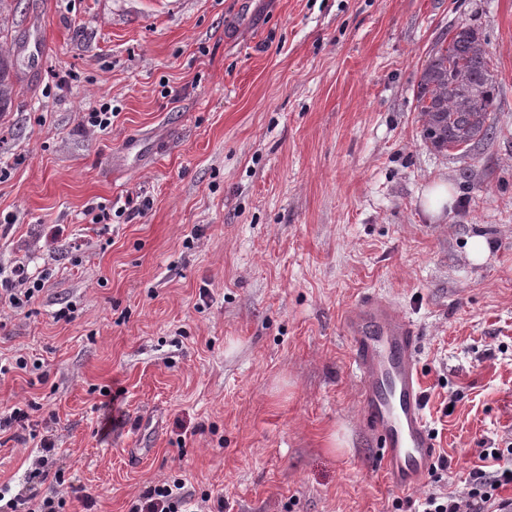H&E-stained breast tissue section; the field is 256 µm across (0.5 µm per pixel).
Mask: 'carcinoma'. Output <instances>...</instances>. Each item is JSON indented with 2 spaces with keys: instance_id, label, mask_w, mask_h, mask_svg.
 I'll return each mask as SVG.
<instances>
[{
  "instance_id": "cac0c4a2",
  "label": "carcinoma",
  "mask_w": 512,
  "mask_h": 512,
  "mask_svg": "<svg viewBox=\"0 0 512 512\" xmlns=\"http://www.w3.org/2000/svg\"><path fill=\"white\" fill-rule=\"evenodd\" d=\"M9 65L0 59V108L12 98ZM423 143L467 153L493 134L496 81L486 42L471 26L448 31L431 49L416 91Z\"/></svg>"
}]
</instances>
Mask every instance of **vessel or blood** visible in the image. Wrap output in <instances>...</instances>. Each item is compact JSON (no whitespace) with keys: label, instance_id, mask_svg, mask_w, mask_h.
I'll return each mask as SVG.
<instances>
[{"label":"vessel or blood","instance_id":"vessel-or-blood-1","mask_svg":"<svg viewBox=\"0 0 512 512\" xmlns=\"http://www.w3.org/2000/svg\"><path fill=\"white\" fill-rule=\"evenodd\" d=\"M344 325L362 381L363 418L376 438L385 480L393 490H413L436 458L416 361L420 338L387 301L366 300Z\"/></svg>","mask_w":512,"mask_h":512}]
</instances>
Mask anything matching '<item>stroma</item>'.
Instances as JSON below:
<instances>
[{"label": "stroma", "instance_id": "35a3bbf8", "mask_svg": "<svg viewBox=\"0 0 512 512\" xmlns=\"http://www.w3.org/2000/svg\"><path fill=\"white\" fill-rule=\"evenodd\" d=\"M460 25L492 58L497 134L442 154L414 93ZM0 54V270L44 282L0 307V415H30L0 428V512H133L176 479L224 512H410L512 444V0H8ZM371 297L421 338L447 461L407 493L343 327ZM43 437L63 484L29 478ZM452 202V191L448 183L439 181L435 183L423 200L426 211L433 215L441 214L445 205Z\"/></svg>", "mask_w": 512, "mask_h": 512}]
</instances>
